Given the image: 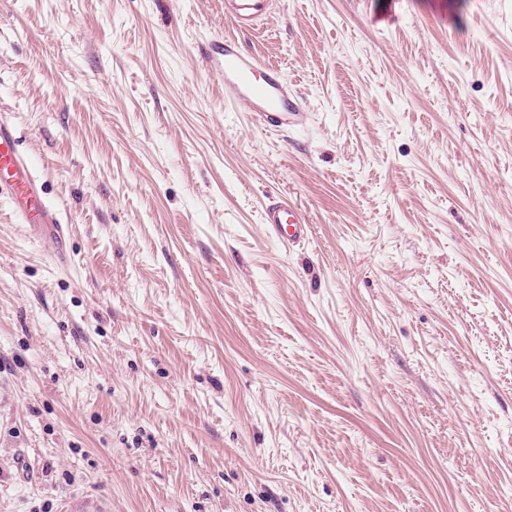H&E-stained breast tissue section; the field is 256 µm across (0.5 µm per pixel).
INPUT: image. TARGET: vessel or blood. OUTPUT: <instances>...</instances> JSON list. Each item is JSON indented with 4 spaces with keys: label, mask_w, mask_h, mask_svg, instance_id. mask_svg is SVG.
I'll return each instance as SVG.
<instances>
[{
    "label": "vessel or blood",
    "mask_w": 512,
    "mask_h": 512,
    "mask_svg": "<svg viewBox=\"0 0 512 512\" xmlns=\"http://www.w3.org/2000/svg\"><path fill=\"white\" fill-rule=\"evenodd\" d=\"M270 0H229L227 11L242 28L264 15ZM205 59L210 68L223 72L224 81L246 102L254 123L264 129H285L303 125L306 109L287 80L274 68L256 79L260 62L232 39L217 42ZM0 202L10 210L15 223L28 227L46 242L55 260H62L64 228L54 205L46 198L43 184L26 154L20 151L12 124L0 119ZM268 237L283 247L306 241L310 224L306 214L287 196L272 197L263 212Z\"/></svg>",
    "instance_id": "obj_1"
}]
</instances>
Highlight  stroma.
I'll return each instance as SVG.
<instances>
[{"mask_svg":"<svg viewBox=\"0 0 512 512\" xmlns=\"http://www.w3.org/2000/svg\"><path fill=\"white\" fill-rule=\"evenodd\" d=\"M224 2L0 0L68 254L0 205V512H512V0ZM226 4L228 14L241 28L249 27L264 15L270 0H229ZM205 59L210 68L224 73V83L246 102L257 126L288 129L304 124L307 111L288 81L273 67H265L268 71L264 78L256 79L261 63L237 41L228 38L218 41ZM263 226L267 236L286 249L306 241L311 232L306 214L284 195L271 198L263 212Z\"/></svg>","mask_w":512,"mask_h":512,"instance_id":"1","label":"stroma"}]
</instances>
